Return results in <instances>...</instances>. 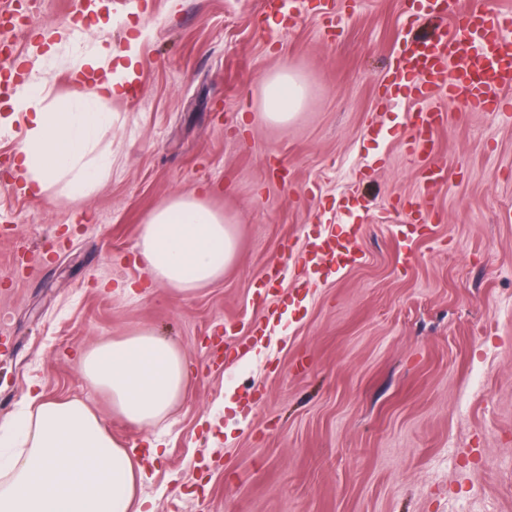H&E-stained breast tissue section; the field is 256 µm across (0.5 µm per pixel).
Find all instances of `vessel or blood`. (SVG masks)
Here are the masks:
<instances>
[{
  "label": "vessel or blood",
  "instance_id": "1",
  "mask_svg": "<svg viewBox=\"0 0 512 512\" xmlns=\"http://www.w3.org/2000/svg\"><path fill=\"white\" fill-rule=\"evenodd\" d=\"M408 16L442 17L445 0H405ZM393 81H407L410 97L423 104L411 113L412 131L406 143L409 155L426 160L434 149L433 133L448 115L438 109V101L462 103L473 112H500L506 100L499 89L512 87V13L470 0L454 14L450 29L440 34L416 39L407 46L392 69ZM25 79L10 52L0 53V96L22 94ZM444 170L431 171L424 190L425 201L408 217L420 224L429 217L436 194L445 181ZM342 207L350 223L343 235L317 234L304 242L300 257L312 276L341 271L358 264L363 255L357 246L360 213L358 198H346Z\"/></svg>",
  "mask_w": 512,
  "mask_h": 512
}]
</instances>
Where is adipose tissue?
<instances>
[{
	"label": "adipose tissue",
	"instance_id": "adipose-tissue-1",
	"mask_svg": "<svg viewBox=\"0 0 512 512\" xmlns=\"http://www.w3.org/2000/svg\"><path fill=\"white\" fill-rule=\"evenodd\" d=\"M141 62L138 40L117 53L108 40L76 51V72L104 70L107 80L56 98L40 68L29 74L27 95L12 104L0 127L21 123L16 162L32 195L80 200L96 193L112 169L104 138L112 129L111 104ZM263 119L285 126L306 104L310 90L283 67L263 80ZM238 240L205 193H177L146 218L137 251L152 278L190 295L223 277ZM87 385L112 400L128 424L163 422L184 398L190 374L185 357L153 329L86 351L80 362ZM143 466L110 435L83 400L30 399L28 409L0 423V512H153L143 491Z\"/></svg>",
	"mask_w": 512,
	"mask_h": 512
}]
</instances>
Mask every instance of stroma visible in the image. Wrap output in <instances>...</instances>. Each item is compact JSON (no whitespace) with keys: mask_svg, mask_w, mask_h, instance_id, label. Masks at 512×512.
<instances>
[{"mask_svg":"<svg viewBox=\"0 0 512 512\" xmlns=\"http://www.w3.org/2000/svg\"><path fill=\"white\" fill-rule=\"evenodd\" d=\"M66 2L29 0L36 25L14 37L22 72L43 60L57 95L70 71L43 36ZM286 5L305 11L285 30L262 0H108L74 16L79 41L101 20L115 50L139 38L140 94L113 101L111 176L77 203L13 193L20 138L0 137V421L34 392L86 400L145 464L154 512H512V110L447 105L434 160L448 180L400 251L394 225L422 199L405 146L420 104L385 88L407 29L431 24L403 0ZM284 66L311 95L280 127L259 115L261 80ZM204 188L238 251L184 296L136 244L151 211ZM345 195L367 206L362 264L312 279L295 258L278 297L257 299L283 249L340 232ZM142 327L190 367L156 429L124 423L79 370Z\"/></svg>","mask_w":512,"mask_h":512,"instance_id":"1","label":"stroma"}]
</instances>
